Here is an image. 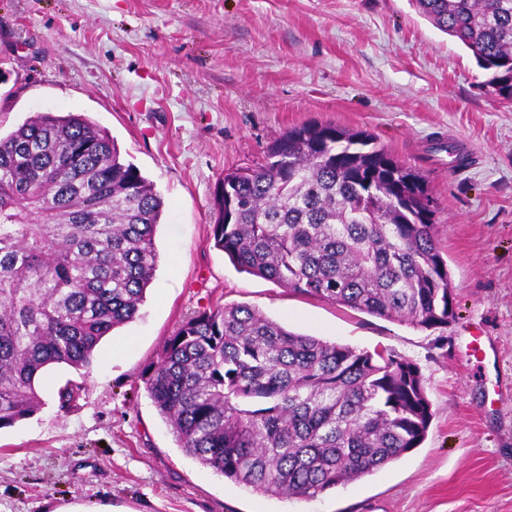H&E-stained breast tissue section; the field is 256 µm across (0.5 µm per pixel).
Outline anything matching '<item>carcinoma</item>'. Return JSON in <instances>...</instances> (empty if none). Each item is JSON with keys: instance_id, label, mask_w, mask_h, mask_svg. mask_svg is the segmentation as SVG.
<instances>
[{"instance_id": "obj_1", "label": "carcinoma", "mask_w": 512, "mask_h": 512, "mask_svg": "<svg viewBox=\"0 0 512 512\" xmlns=\"http://www.w3.org/2000/svg\"><path fill=\"white\" fill-rule=\"evenodd\" d=\"M512 103V0H412ZM214 245L291 293L419 329L448 325L454 286L420 172L365 130L294 126L224 175ZM163 201L81 114L0 135V429L43 405L53 365L92 364L134 321L157 268ZM180 448L254 492L314 499L425 439L426 380L408 359L287 330L230 303L189 316L143 375Z\"/></svg>"}]
</instances>
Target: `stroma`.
<instances>
[{
  "instance_id": "stroma-1",
  "label": "stroma",
  "mask_w": 512,
  "mask_h": 512,
  "mask_svg": "<svg viewBox=\"0 0 512 512\" xmlns=\"http://www.w3.org/2000/svg\"><path fill=\"white\" fill-rule=\"evenodd\" d=\"M0 131L81 113L163 200L158 264L138 317L89 368L41 381L42 408L0 430V512H512V104L471 51L408 0H0ZM372 133L425 175L455 318L421 330L239 271L211 226L226 172L288 128ZM455 146L469 162L455 166ZM230 303L423 374V443L305 500L234 483L178 447L143 383L191 314ZM83 391L61 408L67 381Z\"/></svg>"
}]
</instances>
